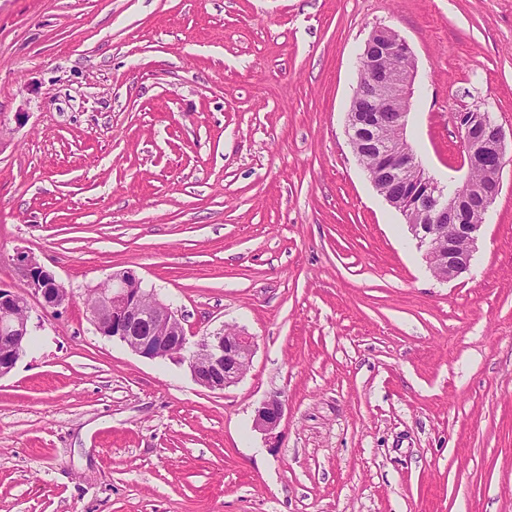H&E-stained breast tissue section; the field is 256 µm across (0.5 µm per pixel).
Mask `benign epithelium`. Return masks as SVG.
<instances>
[{"label":"benign epithelium","instance_id":"7a95c632","mask_svg":"<svg viewBox=\"0 0 512 512\" xmlns=\"http://www.w3.org/2000/svg\"><path fill=\"white\" fill-rule=\"evenodd\" d=\"M366 81L357 85L345 132L355 155L367 137L380 144V155L388 160L373 180L377 190L384 182L398 179L417 190L398 197L384 195L405 219L424 248V257L435 276L450 281L471 264L482 225L446 224L465 199L484 214L497 199L501 172L506 164L505 134L486 113L455 112L452 122L459 136L458 169H466L462 184L453 195L427 172L407 140V116L413 95L414 55L397 31L374 30L360 58ZM479 165L492 169L496 189L484 192L470 181ZM17 264L30 291L21 293L0 287V377L10 373L25 349L30 335V297L39 299L43 309H56L69 300V293L55 275L37 260L20 252ZM96 300L89 308L95 330L117 338L132 351L148 359H166L186 353L195 380L212 391L237 384L244 375L255 349L254 337L240 331H220L205 336L196 349L186 351L187 337L178 312L156 294L142 288L131 271L112 275L110 286L95 289ZM283 403L272 396L254 415V428L271 435L283 417Z\"/></svg>","mask_w":512,"mask_h":512}]
</instances>
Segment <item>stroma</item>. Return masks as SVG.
<instances>
[{
  "label": "stroma",
  "instance_id": "obj_1",
  "mask_svg": "<svg viewBox=\"0 0 512 512\" xmlns=\"http://www.w3.org/2000/svg\"><path fill=\"white\" fill-rule=\"evenodd\" d=\"M377 26L460 183L452 114L512 130V0H0V284L25 252L71 294L0 377V512H512V146L438 280L345 135ZM126 270L189 343L254 336L239 383L97 333ZM283 413L282 401L276 396L270 397L256 409L253 419L254 428L266 435H272L279 427Z\"/></svg>",
  "mask_w": 512,
  "mask_h": 512
}]
</instances>
